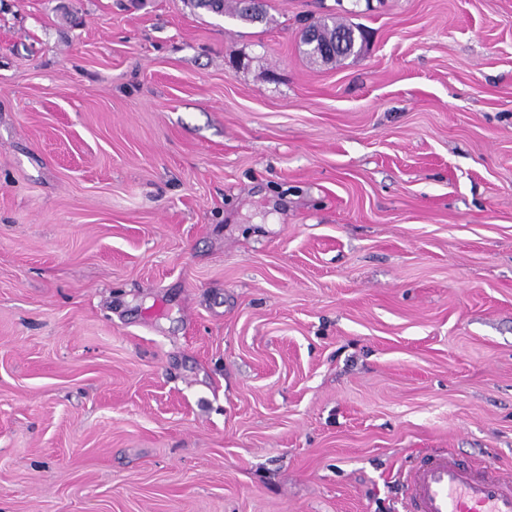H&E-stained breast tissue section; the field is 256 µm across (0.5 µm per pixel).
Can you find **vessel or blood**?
Returning a JSON list of instances; mask_svg holds the SVG:
<instances>
[{
	"mask_svg": "<svg viewBox=\"0 0 512 512\" xmlns=\"http://www.w3.org/2000/svg\"><path fill=\"white\" fill-rule=\"evenodd\" d=\"M401 512H512V479L477 470L439 452L411 462L402 474Z\"/></svg>",
	"mask_w": 512,
	"mask_h": 512,
	"instance_id": "b4317fda",
	"label": "vessel or blood"
}]
</instances>
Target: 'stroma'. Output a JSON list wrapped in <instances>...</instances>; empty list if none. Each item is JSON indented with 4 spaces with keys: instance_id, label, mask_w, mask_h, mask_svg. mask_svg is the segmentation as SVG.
Here are the masks:
<instances>
[{
    "instance_id": "obj_1",
    "label": "stroma",
    "mask_w": 512,
    "mask_h": 512,
    "mask_svg": "<svg viewBox=\"0 0 512 512\" xmlns=\"http://www.w3.org/2000/svg\"><path fill=\"white\" fill-rule=\"evenodd\" d=\"M266 2L0 0V512L512 475V0ZM197 8L205 9L215 14H228L232 18L245 23H262L266 19L261 0H194ZM330 19H323L315 24V39L307 38V31L304 30L301 38V44L305 46L304 53L324 62H337L360 55L367 46L365 29L360 25H347Z\"/></svg>"
}]
</instances>
